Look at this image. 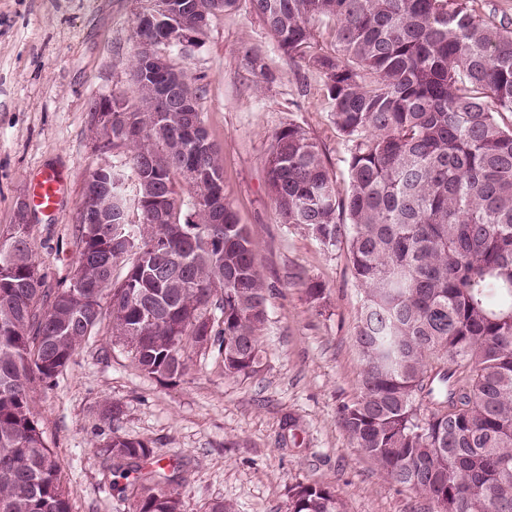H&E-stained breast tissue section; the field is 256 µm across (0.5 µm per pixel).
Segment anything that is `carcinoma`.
<instances>
[{"instance_id": "1", "label": "carcinoma", "mask_w": 512, "mask_h": 512, "mask_svg": "<svg viewBox=\"0 0 512 512\" xmlns=\"http://www.w3.org/2000/svg\"><path fill=\"white\" fill-rule=\"evenodd\" d=\"M237 0H171L167 25L205 32ZM279 51L302 57L324 21L332 51L312 56L326 78L336 129L348 146L342 193L300 126L275 133L268 158L275 211L325 246L346 239L364 293L355 342L360 394L341 408L358 451L430 512H512V21L493 23L473 0H250ZM134 18V37L164 44ZM189 112H160L164 80L135 56L143 108L112 95V190L91 205L110 224H81L74 267L94 285L48 290L30 225L0 229V512H72L60 467L34 409L93 334L129 348L137 367L174 379L190 350L220 341L224 375L262 363L267 285L256 244L225 198L211 137H189L204 86L182 75ZM137 181V220L123 190ZM194 192L181 217L175 176ZM127 266L120 279L114 267ZM220 316H215V311ZM100 451L117 461L112 487L129 512H188L150 442L119 435ZM287 512H344L335 491L298 484Z\"/></svg>"}]
</instances>
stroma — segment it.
<instances>
[{
    "label": "stroma",
    "mask_w": 512,
    "mask_h": 512,
    "mask_svg": "<svg viewBox=\"0 0 512 512\" xmlns=\"http://www.w3.org/2000/svg\"><path fill=\"white\" fill-rule=\"evenodd\" d=\"M140 8V0H0V227L12 223L19 202L30 203L49 288L74 268L86 175L120 160L95 137L89 109L101 96L134 98L132 22ZM174 58L205 87L200 108L224 157V195L258 244L268 285L261 370L225 377L211 345L193 353L188 375L160 381L111 337H93L37 393L73 512H126L112 490V462L96 452L114 434L148 440L164 465L182 467L179 491L190 512L215 498L239 512H287L297 484L335 490L346 512H428L424 499L382 477L339 419L362 379L354 341L362 291L346 247L280 223L269 192L272 136L292 124L318 144L339 188L347 186V145L322 73L276 49L250 0L212 18L199 44ZM46 173L64 182L51 211L35 205ZM311 280L323 285L322 299L308 297ZM113 402L123 413L108 424L101 411Z\"/></svg>",
    "instance_id": "stroma-1"
}]
</instances>
